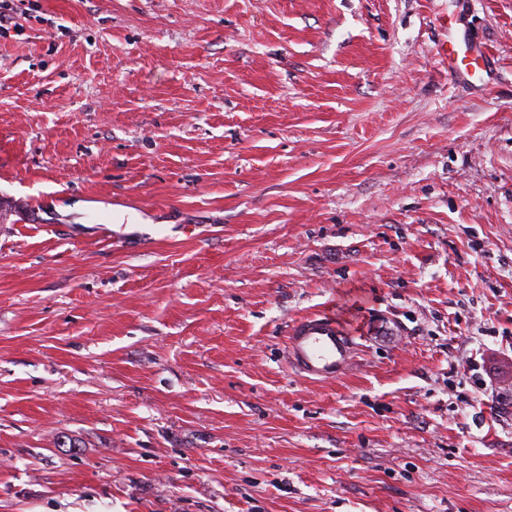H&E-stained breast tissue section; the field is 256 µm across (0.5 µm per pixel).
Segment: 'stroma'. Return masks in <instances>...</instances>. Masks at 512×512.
<instances>
[{
    "instance_id": "obj_1",
    "label": "stroma",
    "mask_w": 512,
    "mask_h": 512,
    "mask_svg": "<svg viewBox=\"0 0 512 512\" xmlns=\"http://www.w3.org/2000/svg\"><path fill=\"white\" fill-rule=\"evenodd\" d=\"M8 4L0 512H512V0ZM440 25L447 28L448 38L438 45L439 60L447 64L449 72L463 75L466 79L479 78L482 82L483 73L487 74L483 49L472 40L465 37L461 39L458 35L452 34V21L449 16L443 18ZM352 336L328 314H318L294 323L286 346L288 363L303 377L314 381L335 379L350 364L354 353Z\"/></svg>"
}]
</instances>
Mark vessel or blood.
<instances>
[{
    "mask_svg": "<svg viewBox=\"0 0 512 512\" xmlns=\"http://www.w3.org/2000/svg\"><path fill=\"white\" fill-rule=\"evenodd\" d=\"M438 57L448 70L471 78L485 73V54L472 40L449 34L438 45ZM351 336L334 318L318 314L294 323L286 346L289 364L303 377L314 381L336 378L348 367L354 353Z\"/></svg>",
    "mask_w": 512,
    "mask_h": 512,
    "instance_id": "b4317fda",
    "label": "vessel or blood"
}]
</instances>
